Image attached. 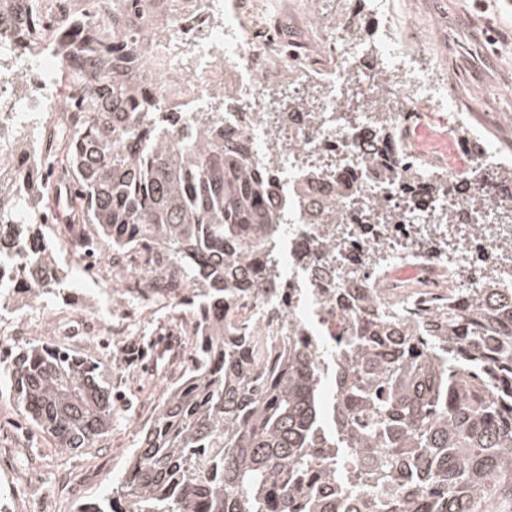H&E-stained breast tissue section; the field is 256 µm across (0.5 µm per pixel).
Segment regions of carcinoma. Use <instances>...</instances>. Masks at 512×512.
Here are the masks:
<instances>
[{
    "label": "carcinoma",
    "instance_id": "cac0c4a2",
    "mask_svg": "<svg viewBox=\"0 0 512 512\" xmlns=\"http://www.w3.org/2000/svg\"><path fill=\"white\" fill-rule=\"evenodd\" d=\"M17 2L0 0L4 38L36 56L40 0H28V15ZM86 2L108 22L50 20L57 53L89 65L82 122L60 131L72 221L100 241L117 284L146 247L144 287L185 292L177 308L195 326L181 377L136 431L125 468L74 512H344L359 487L373 496L359 512H512V295L485 283L469 308L450 304L417 330L375 313L378 289L360 281L336 297V435L320 434L318 351L287 326L274 351L240 331L230 309L278 283L276 254L258 249L284 220L273 172L251 161L244 137L224 133V101L194 120L164 112L118 64L112 38L133 34L144 0ZM11 137L40 163L44 115L28 114ZM49 191L39 178L18 192L0 180V311L23 278L34 301L61 294ZM0 377L61 448H86L112 427V384L91 357L19 345L0 355ZM349 447L365 467L341 479L325 458ZM294 473L310 477L300 493ZM406 473L399 500L392 491Z\"/></svg>",
    "mask_w": 512,
    "mask_h": 512
}]
</instances>
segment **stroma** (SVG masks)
<instances>
[{"label":"stroma","mask_w":512,"mask_h":512,"mask_svg":"<svg viewBox=\"0 0 512 512\" xmlns=\"http://www.w3.org/2000/svg\"><path fill=\"white\" fill-rule=\"evenodd\" d=\"M421 7L431 18L458 96L479 110L498 140L512 142V0H422ZM55 260L67 275L65 292L40 304H12L0 314V345L50 343L43 322L51 313L81 312L115 329L129 325V333L112 337L108 354L99 352L91 337L60 339L70 350L96 356L122 399L107 437L74 452L57 447L44 433L33 432L22 409L8 394H1L0 429H22L33 434L37 444L31 451L16 442L9 452H0V507L7 512H73L76 503L98 497L125 466L138 426L150 418L170 383L166 372L150 371L128 351L143 332L154 331L158 317L135 302L116 305L111 281L87 280L68 246H57ZM20 316L28 325L23 336L13 330Z\"/></svg>","instance_id":"35a3bbf8"}]
</instances>
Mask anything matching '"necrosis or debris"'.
Returning <instances> with one entry per match:
<instances>
[{"label":"necrosis or debris","mask_w":512,"mask_h":512,"mask_svg":"<svg viewBox=\"0 0 512 512\" xmlns=\"http://www.w3.org/2000/svg\"><path fill=\"white\" fill-rule=\"evenodd\" d=\"M309 15V0L271 4L251 0L249 13L231 15L223 0H147L135 48L127 60L154 92L164 111L197 117L224 101V129L244 136L256 161H271L278 184V211L288 222L273 241L282 262L290 315L300 321L301 343L317 344L320 384L328 409L336 407V292L353 276L380 285L381 304L401 308L412 319L435 312L447 295L467 308L484 274H491L502 294H512V259L496 224L499 208L512 201V181L501 179L472 187L469 204L450 194L449 184L462 179L461 166L474 157L493 154L498 165H512L493 139L456 135L469 115L448 94V68L436 55L425 25L403 24L392 0H342L336 18L303 31L292 30L289 13ZM366 14L368 28L355 34L350 21ZM44 33L39 57L11 56L12 68L0 67V132L20 120L14 110V74L22 72L38 87L27 101L37 110L43 101L63 114L78 111L86 98L83 85L55 89L56 69ZM386 79L389 95L382 111L348 112L347 90L360 84L371 92ZM285 80L284 103L301 104L311 88L314 115L273 112L269 95ZM439 113L451 129L448 147L454 165L440 164L429 177L408 181L401 160L418 159L417 150L392 137L376 134L379 123L409 124L414 113ZM378 155L389 166L375 174L368 163ZM332 163L331 174L300 189L296 158ZM357 189L355 199L341 198L344 230L333 250L317 261L304 257L328 234V224L308 223L313 203L328 195L335 182ZM453 216L440 225L442 214ZM439 225L447 243L427 247L424 228ZM411 270L415 282L402 281Z\"/></svg>","instance_id":"obj_1"}]
</instances>
